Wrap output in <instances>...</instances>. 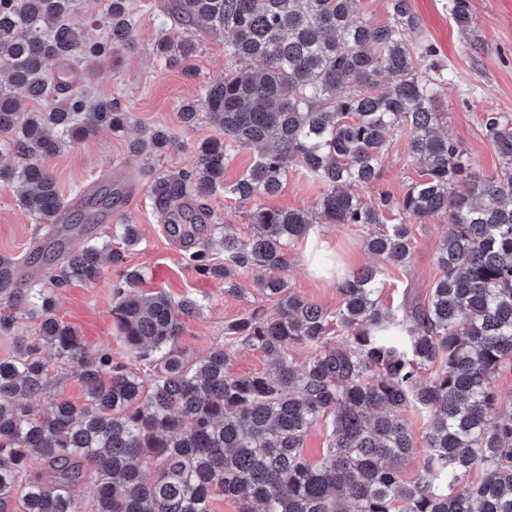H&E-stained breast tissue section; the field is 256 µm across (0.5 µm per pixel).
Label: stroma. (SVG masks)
<instances>
[{
  "instance_id": "35a3bbf8",
  "label": "stroma",
  "mask_w": 512,
  "mask_h": 512,
  "mask_svg": "<svg viewBox=\"0 0 512 512\" xmlns=\"http://www.w3.org/2000/svg\"><path fill=\"white\" fill-rule=\"evenodd\" d=\"M471 3L472 33L484 44L478 54L468 52L448 10V0H412L424 35L437 47L441 62L453 75L441 92V109L447 114L445 130L475 170L489 173L499 168L501 159L485 135L483 114L494 111L512 116V0ZM171 5L172 0H132L137 20L136 48L124 51L118 64H101L91 76L80 77L76 83L77 89L89 98L118 99L131 114L125 130L87 135L48 158L46 164L65 201L79 196L91 182L101 185L110 181L127 191L128 203L114 208L111 216L98 223L96 236L117 248L121 242L113 238V226L138 225L141 241L127 250L126 264L143 272L144 292L162 290L175 298L188 294L201 302L200 314L186 319L178 338L180 349L190 357L200 358L223 345L225 326L254 309H272L273 304L257 288L255 272H237L240 293L232 296L225 294L222 282L201 276L186 264L182 246L166 236L163 220L154 207L149 192L152 171L128 151L131 140L163 128L174 136L175 145L161 160V169L189 168L195 163L197 144L214 133L204 120L193 128L183 127L177 112L181 101L197 97L205 84L223 76L227 67L224 41L204 32L193 34L199 45L196 78H186L168 67L153 48L155 37L162 30L175 39L188 33L173 15ZM388 140L380 179L356 189L365 200H374L382 192L401 197L418 178L406 156L405 135L395 132ZM319 195V184L296 168L290 171L282 191L267 199L266 204L309 209ZM444 230L445 221L441 218L412 225L409 266L388 264L383 269L380 301L384 307L398 310L427 302L440 275L435 253ZM43 232L36 219L20 208L17 190L0 186V254L24 260L35 251L34 241ZM366 235V229L356 225H314L308 236L288 249L289 288L325 311H336L341 302L340 279L375 261L363 245ZM115 281L116 270L108 267L95 282L76 283L60 290L56 314L76 330L89 352L108 346L114 360L126 363L130 356L112 325Z\"/></svg>"
}]
</instances>
